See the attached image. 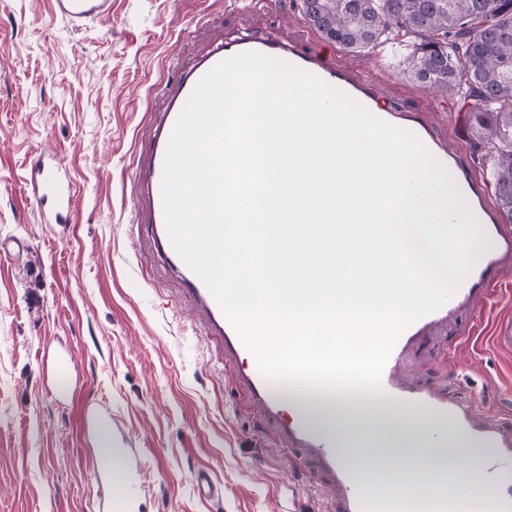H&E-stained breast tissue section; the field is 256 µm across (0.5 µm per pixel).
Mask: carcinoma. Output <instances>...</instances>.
<instances>
[{
  "label": "carcinoma",
  "mask_w": 512,
  "mask_h": 512,
  "mask_svg": "<svg viewBox=\"0 0 512 512\" xmlns=\"http://www.w3.org/2000/svg\"><path fill=\"white\" fill-rule=\"evenodd\" d=\"M309 26L349 52L415 39L404 74L435 92L466 89L469 121L494 158L499 210L512 222V0H300Z\"/></svg>",
  "instance_id": "carcinoma-1"
}]
</instances>
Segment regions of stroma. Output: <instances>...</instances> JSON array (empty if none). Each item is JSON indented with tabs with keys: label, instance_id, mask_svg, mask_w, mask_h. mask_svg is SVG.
Returning <instances> with one entry per match:
<instances>
[{
	"label": "stroma",
	"instance_id": "1",
	"mask_svg": "<svg viewBox=\"0 0 512 512\" xmlns=\"http://www.w3.org/2000/svg\"><path fill=\"white\" fill-rule=\"evenodd\" d=\"M313 30L298 0H112V16L76 30L51 0H0V238L28 254L0 255V512H95L104 489L80 428L87 403L112 422L127 468L129 512H328L313 463L292 461L249 410L201 334L178 273L136 221V160L171 63L190 66L213 38ZM411 38L337 50L357 75L383 67L393 103L423 115L494 197L490 151L471 129L473 101L435 95L404 76ZM72 198L69 223L45 224L29 164L45 149ZM512 269L492 298L412 349V383L443 370L457 394L484 390L512 415ZM75 398L56 392L58 357ZM208 474L217 496L196 488Z\"/></svg>",
	"mask_w": 512,
	"mask_h": 512
}]
</instances>
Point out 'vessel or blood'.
Segmentation results:
<instances>
[{"instance_id":"vessel-or-blood-1","label":"vessel or blood","mask_w":512,"mask_h":512,"mask_svg":"<svg viewBox=\"0 0 512 512\" xmlns=\"http://www.w3.org/2000/svg\"><path fill=\"white\" fill-rule=\"evenodd\" d=\"M52 3L55 14L76 29L112 15V0H52ZM246 51H257L304 69L349 95L374 117L392 125L397 122L396 108L383 94L382 83L375 74L354 77L322 51L267 36L222 42L178 78L160 86L152 147L140 156L135 181L145 200V220L154 227L155 242L161 247L166 262L181 268L184 292L205 316L204 334L222 338L224 363L234 367L236 384L248 394L253 406L277 426L289 453L295 459L314 462L317 472L324 478L332 512H512V419L482 410L481 394L454 397L436 388L413 387L402 377L415 340L436 333L455 318L460 309L483 305L506 268L512 266V227L501 224L497 211L484 199H477L473 214L489 237V244L452 298L402 332L381 378L385 399L419 409L433 422L430 446L439 456H446L452 440L462 441L471 449L478 476L485 487L480 494L459 484L445 495L426 486H415L390 497H371L357 474L358 469L393 466V456L354 457L351 449L342 447L340 435L323 433L307 418L288 414L287 402L272 391L273 380L259 372L254 356L243 346L216 299L196 274L184 268L182 259L173 249L166 231L161 197L163 165L171 131L197 82L220 61ZM413 132L437 158L453 159L446 139L430 136L427 127L422 125L414 127Z\"/></svg>"}]
</instances>
